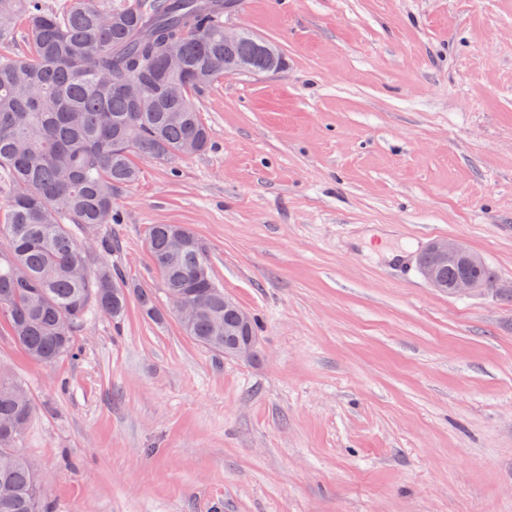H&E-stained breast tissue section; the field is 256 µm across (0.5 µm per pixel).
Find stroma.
<instances>
[{"label":"stroma","mask_w":512,"mask_h":512,"mask_svg":"<svg viewBox=\"0 0 512 512\" xmlns=\"http://www.w3.org/2000/svg\"><path fill=\"white\" fill-rule=\"evenodd\" d=\"M282 69L195 96L210 147L139 161L110 235L161 293L155 224L204 242L260 321L239 362L148 318L0 367L37 406L21 449L52 512H512V300L429 288L460 238L512 281V0H243Z\"/></svg>","instance_id":"obj_1"}]
</instances>
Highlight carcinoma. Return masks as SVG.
Returning <instances> with one entry per match:
<instances>
[{"mask_svg": "<svg viewBox=\"0 0 512 512\" xmlns=\"http://www.w3.org/2000/svg\"><path fill=\"white\" fill-rule=\"evenodd\" d=\"M240 0H125L105 9L70 0L61 11L43 0H0V44L26 24L28 51L0 55V173L12 186L0 212V319L31 359L54 364L77 355V336L97 316L119 321L127 307L118 264H91L112 254V239L88 244L79 228L117 222L114 191L139 178L134 157L166 163L201 153L211 130L193 94L224 77V8ZM196 31L194 38L189 32ZM177 53L183 70L165 65ZM239 66L267 71L256 38L235 47ZM152 88L137 103L125 91L135 77ZM148 254L173 302L197 306L185 334L218 354L236 337L235 313L224 308L203 242L181 224H155ZM470 275L492 289L486 264L451 265V282ZM141 310L160 319L151 290L136 289ZM36 413L25 386L0 369V512H48L35 472L20 449Z\"/></svg>", "mask_w": 512, "mask_h": 512, "instance_id": "1", "label": "carcinoma"}]
</instances>
